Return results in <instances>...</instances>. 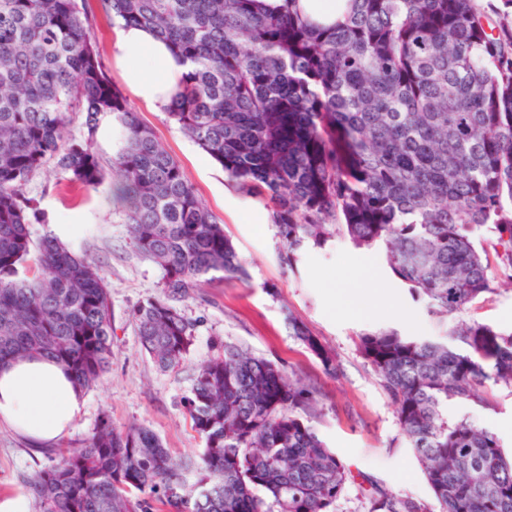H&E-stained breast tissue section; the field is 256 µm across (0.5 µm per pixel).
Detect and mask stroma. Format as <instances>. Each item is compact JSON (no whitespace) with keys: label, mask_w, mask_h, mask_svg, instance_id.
I'll return each mask as SVG.
<instances>
[{"label":"stroma","mask_w":512,"mask_h":512,"mask_svg":"<svg viewBox=\"0 0 512 512\" xmlns=\"http://www.w3.org/2000/svg\"><path fill=\"white\" fill-rule=\"evenodd\" d=\"M180 163L204 205L224 224L245 262L246 281L217 280L188 299L183 312L194 325L193 344L177 366L162 370L144 353L129 311L162 293L163 271L137 252L123 217L112 200L110 183L74 188L66 175L41 172L27 186L39 218L33 240L54 236L73 252L92 259L112 298V363L85 392V408L68 435L45 445L0 424V504L14 512H33L29 483L51 465L58 448L79 447L102 416L118 426L135 423L160 436L175 461L196 457L204 443L192 428L184 400L199 366L224 344L278 361L289 375L316 381L321 413L311 426L342 458L355 480L349 483L336 512H364L371 486L417 500L431 489L400 430L395 406L358 352L363 333L394 328L409 336L444 337L454 318L429 314L389 272L381 248H357L336 237L322 248H308L295 269L281 255L286 247L274 224H255L229 204L233 187L223 167L187 137L167 113L135 105ZM300 317L338 356L336 377L323 374L318 361L290 336L288 315ZM463 320L512 331V287L471 305ZM485 405L453 403L449 415L467 414L489 429L512 454V389L487 385Z\"/></svg>","instance_id":"35a3bbf8"}]
</instances>
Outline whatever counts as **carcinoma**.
I'll list each match as a JSON object with an SVG mask.
<instances>
[{"instance_id": "cac0c4a2", "label": "carcinoma", "mask_w": 512, "mask_h": 512, "mask_svg": "<svg viewBox=\"0 0 512 512\" xmlns=\"http://www.w3.org/2000/svg\"><path fill=\"white\" fill-rule=\"evenodd\" d=\"M254 2L98 0L111 23L146 27L191 62L169 118L263 204L288 267L343 235L382 248L412 299L443 317L493 293L498 275L512 283V29H488L475 0H347L328 27L296 0L275 14ZM85 5L0 0V365L45 355L83 389L111 364L110 291L90 260L53 238L33 243L26 186L49 167L101 185L100 113L124 130L113 198L138 253L164 272L162 296L131 311L150 359L166 369L189 352L180 304L195 289L216 273L247 279L224 225L103 73ZM77 115L79 140L66 134ZM288 327L336 376V351L291 313ZM358 351L433 493L374 490L367 512H512V456L468 416H448L450 403H484L489 382L512 387V332L461 321L445 342L385 328ZM317 396L279 362L226 344L185 400L198 459L177 465L155 432L105 415L31 480L34 512H336L352 475L308 425Z\"/></svg>"}]
</instances>
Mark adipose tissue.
I'll list each match as a JSON object with an SVG mask.
<instances>
[{"mask_svg":"<svg viewBox=\"0 0 512 512\" xmlns=\"http://www.w3.org/2000/svg\"><path fill=\"white\" fill-rule=\"evenodd\" d=\"M125 88L153 112L168 111L190 62L147 28L122 26L111 45ZM85 407L74 377L54 361L27 357L0 367V422L39 441L62 438Z\"/></svg>","mask_w":512,"mask_h":512,"instance_id":"adipose-tissue-1","label":"adipose tissue"}]
</instances>
